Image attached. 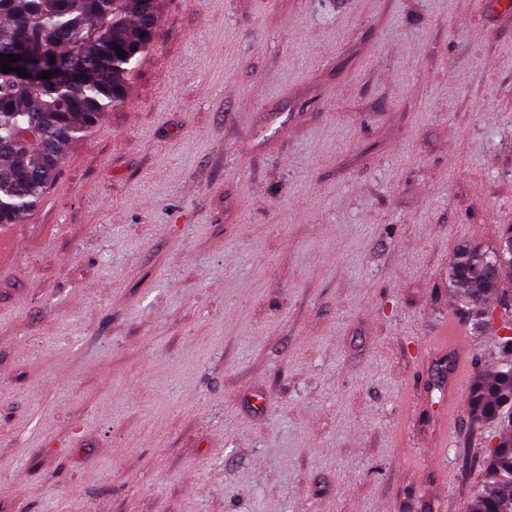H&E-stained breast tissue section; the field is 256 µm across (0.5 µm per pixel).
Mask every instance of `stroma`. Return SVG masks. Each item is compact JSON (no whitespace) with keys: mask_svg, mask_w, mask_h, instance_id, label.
<instances>
[{"mask_svg":"<svg viewBox=\"0 0 512 512\" xmlns=\"http://www.w3.org/2000/svg\"><path fill=\"white\" fill-rule=\"evenodd\" d=\"M501 0H157L124 102L0 225V512H468L438 407L512 353L454 300L512 228Z\"/></svg>","mask_w":512,"mask_h":512,"instance_id":"35a3bbf8","label":"stroma"}]
</instances>
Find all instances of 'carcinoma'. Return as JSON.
<instances>
[{"label": "carcinoma", "mask_w": 512, "mask_h": 512, "mask_svg": "<svg viewBox=\"0 0 512 512\" xmlns=\"http://www.w3.org/2000/svg\"><path fill=\"white\" fill-rule=\"evenodd\" d=\"M155 20V0H0V54L19 56L11 66L28 73L0 71V224L37 206L72 142L121 102ZM44 71L54 75L42 80ZM28 129L42 133L43 146L20 136ZM448 279L457 300L481 306L483 316L512 282V252L463 248ZM468 408L476 420L502 419L512 408V366L477 379ZM469 512H512L511 419L488 452Z\"/></svg>", "instance_id": "obj_1"}]
</instances>
